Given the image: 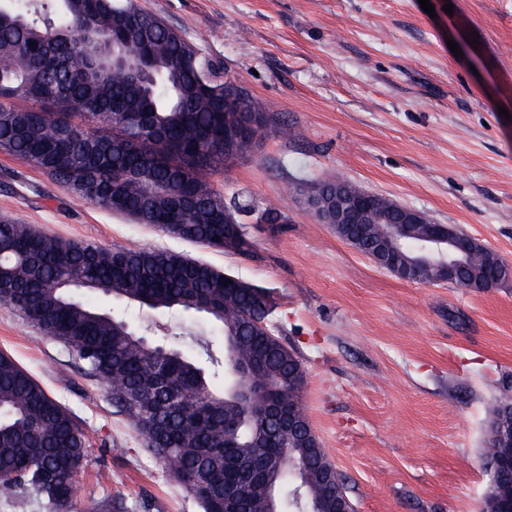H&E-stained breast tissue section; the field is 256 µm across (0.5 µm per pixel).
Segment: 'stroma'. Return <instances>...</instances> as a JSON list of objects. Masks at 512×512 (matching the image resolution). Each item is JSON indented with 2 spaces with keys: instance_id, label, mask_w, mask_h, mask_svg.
<instances>
[{
  "instance_id": "stroma-1",
  "label": "stroma",
  "mask_w": 512,
  "mask_h": 512,
  "mask_svg": "<svg viewBox=\"0 0 512 512\" xmlns=\"http://www.w3.org/2000/svg\"><path fill=\"white\" fill-rule=\"evenodd\" d=\"M269 118L254 150L209 181L253 244L228 254L103 210L0 152V216L112 250L180 252L270 291L271 325L306 374L302 405L356 512H482L495 396H512V284L481 291L400 280L299 200L335 174L478 239L512 265V0H137ZM452 4L453 13L443 5ZM479 44H469L471 34ZM459 52H451L450 42ZM279 212L275 222L262 213ZM137 332L214 350L222 326L91 293ZM0 352L71 411L89 439L76 494L0 512H203L63 343L0 303Z\"/></svg>"
}]
</instances>
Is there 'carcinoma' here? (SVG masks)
<instances>
[{"label": "carcinoma", "mask_w": 512, "mask_h": 512, "mask_svg": "<svg viewBox=\"0 0 512 512\" xmlns=\"http://www.w3.org/2000/svg\"><path fill=\"white\" fill-rule=\"evenodd\" d=\"M136 47L131 67H112V41ZM96 57L95 66L82 64ZM67 89L55 105V86ZM258 108L222 81L214 65L175 29L134 0H65L48 9L0 12V150L52 177L100 208L147 223L200 246L245 255L242 226L224 223V196L206 175L224 164L214 147L227 112ZM354 185L332 176L302 180L296 193L321 203ZM373 226L344 224L338 237L368 250L398 203L371 195ZM491 250L478 249L470 267L481 274ZM0 303L43 323L45 337L77 340L78 357L93 375L112 381V400L136 432L204 512H264L261 493L246 490L237 508L224 505V448L254 466L276 489L300 497L279 503L295 512H334L336 475L324 450L309 455L308 432H277L256 415L249 398L275 402L302 425L305 371L295 353L255 319L268 321L273 298L260 303L237 288L238 278L167 250H109L0 223ZM107 298L152 310L200 314L224 329V390L211 373L178 349H160L121 316L75 295L77 282ZM241 377L233 379V366ZM233 425L224 433V422ZM84 430L10 356L0 353V468L17 477L0 496L71 502L74 480L88 457Z\"/></svg>", "instance_id": "carcinoma-1"}]
</instances>
